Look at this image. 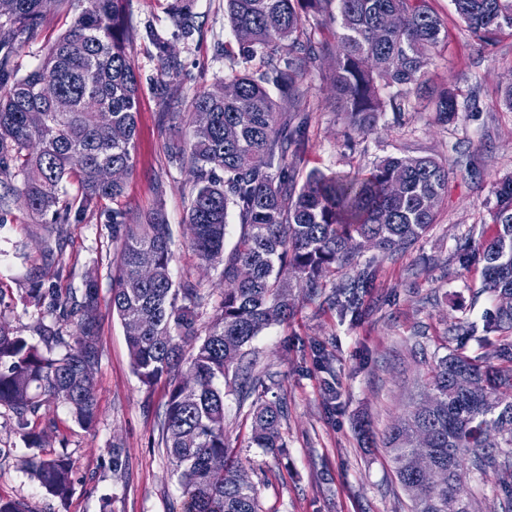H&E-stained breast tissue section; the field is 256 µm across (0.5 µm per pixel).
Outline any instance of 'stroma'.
<instances>
[{"label": "stroma", "instance_id": "35a3bbf8", "mask_svg": "<svg viewBox=\"0 0 512 512\" xmlns=\"http://www.w3.org/2000/svg\"><path fill=\"white\" fill-rule=\"evenodd\" d=\"M448 29L431 54L421 94L402 112H384L375 131L350 137L344 113L334 107L330 84L333 52L322 54L303 102L307 139L297 153L295 177L365 172L388 156L431 157L447 164L448 195L430 230L392 256L363 249L356 268L328 275L309 293L293 282L294 314L256 336L248 347L258 370L270 375L267 400L285 402V456L249 446L248 404L233 388L224 390L225 427L233 454L259 492L262 512H411V501L396 480L384 435L411 405L410 392L427 377L435 358L450 351L473 356L483 341L512 342V330L495 329L497 300L485 292L481 267H462L460 244L479 247L493 232L490 209L498 182L512 176V110L501 97L512 85V36L477 50L451 0H430ZM201 30L192 41L176 40L180 75L168 105L151 90L160 75L152 45L136 37L127 52L141 77L133 169L124 192L68 225L62 243L45 245L43 220L17 201L0 211V325L37 338L53 316L23 299L33 279L80 295L95 279L101 352L95 375L97 423L86 429L62 404L52 403L19 428L14 413L0 408V497L25 502L30 512H182V489L162 442L168 384L143 386L134 375L124 329L109 306L118 245L108 223L112 211L136 222L162 204L174 230V276L191 275L202 284V323L216 314L221 294L217 269L189 248L184 222L194 189L190 169L169 166L164 142L171 132L168 112H188L195 90L230 74L238 48L224 18V0H194ZM72 6L52 11L50 21L23 43L15 57L19 72L34 69L43 45L63 33ZM451 88L459 111L440 123L434 100ZM163 197H156V183ZM371 266L373 288L356 315L331 304L336 286ZM421 341L425 353L413 349ZM43 436L42 455L64 454L74 463L71 495L58 499L43 491L22 467L23 433ZM122 450L112 467L110 450Z\"/></svg>", "mask_w": 512, "mask_h": 512}]
</instances>
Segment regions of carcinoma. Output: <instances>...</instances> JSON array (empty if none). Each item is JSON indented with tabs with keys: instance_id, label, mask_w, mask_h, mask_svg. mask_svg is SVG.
Segmentation results:
<instances>
[{
	"instance_id": "obj_1",
	"label": "carcinoma",
	"mask_w": 512,
	"mask_h": 512,
	"mask_svg": "<svg viewBox=\"0 0 512 512\" xmlns=\"http://www.w3.org/2000/svg\"><path fill=\"white\" fill-rule=\"evenodd\" d=\"M63 0H0V184L22 181L23 204L48 219L47 228L76 224L105 199L123 194L124 182L106 183L101 171L133 168L140 84L126 46L144 34L160 62L155 87L168 102L180 64L170 40L151 25L133 26L127 0H70L81 5L68 30L45 47L40 64L21 74L16 48L41 28ZM481 48L512 34V0H451ZM336 25L331 71L336 110L358 135L373 130L381 113L405 110L407 94L424 88L430 55L447 29L429 0H225L224 16L238 58L258 57L264 69L243 70L193 94L191 129L165 143L170 166L195 178L186 226L200 260L220 269L224 293L207 327L199 323L201 283L175 281L173 230L160 206L142 222L112 212V237L121 241L109 300L125 330L132 368L151 387L166 380L164 448L178 473L183 512H259L256 485L229 456L224 427V383L238 381V397L251 400L250 444L271 453L285 448L280 402L263 399L269 377L244 361L245 347L266 327L292 314L289 280L314 293L330 270L355 263L371 244L383 254L403 250L434 224L448 194V166L429 157L389 156L366 173L309 175L298 185L294 157L307 125L297 115L307 78L324 46L309 31V16ZM168 19L175 38L199 32L193 0H173ZM288 44V55L280 53ZM55 85L45 98L41 87ZM397 87L388 97L383 91ZM288 98L280 108L271 89ZM443 120L457 112L455 95L439 97ZM76 180L70 198L65 183ZM490 209L493 234L458 259L482 264L483 284L494 296L512 293V178L500 184ZM241 227L224 246L228 209ZM373 271L366 267L332 297L342 314L358 310ZM29 300L55 314L40 325L45 348L0 325V407L21 426L49 402L65 405L78 423L96 421L97 285L67 296L41 281ZM73 331L63 335L62 326ZM424 397L385 434L394 474L413 512H512V495L483 503L467 474L498 470L512 477V347L486 344L476 356L450 352L434 360ZM432 456L434 480L417 470ZM25 471L49 494L66 497L73 463L62 454L23 457Z\"/></svg>"
}]
</instances>
